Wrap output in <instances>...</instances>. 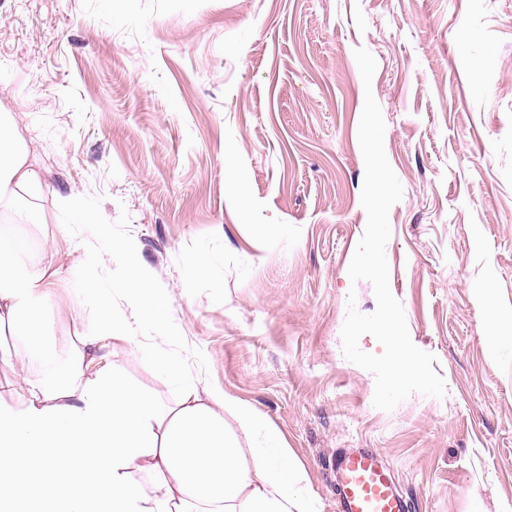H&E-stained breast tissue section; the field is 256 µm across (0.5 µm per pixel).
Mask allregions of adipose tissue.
<instances>
[{
  "label": "adipose tissue",
  "instance_id": "1",
  "mask_svg": "<svg viewBox=\"0 0 512 512\" xmlns=\"http://www.w3.org/2000/svg\"><path fill=\"white\" fill-rule=\"evenodd\" d=\"M48 194L35 148L9 112L0 113V320L18 338L0 350V366L27 371L47 363L54 316L52 291L62 275L54 251L39 268L22 260L16 224H42L34 203ZM120 266L110 284L82 273L70 304L96 307L101 324L54 378L31 382L17 409L0 402V512H319L303 495L308 478L266 420L224 394L201 398L173 350L174 326L141 345L128 318L112 304L123 295L142 324L163 307L136 250L114 243ZM130 346L135 359L177 385L175 406L130 384L102 356L107 341Z\"/></svg>",
  "mask_w": 512,
  "mask_h": 512
}]
</instances>
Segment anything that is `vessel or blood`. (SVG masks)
Instances as JSON below:
<instances>
[{
	"instance_id": "b4317fda",
	"label": "vessel or blood",
	"mask_w": 512,
	"mask_h": 512,
	"mask_svg": "<svg viewBox=\"0 0 512 512\" xmlns=\"http://www.w3.org/2000/svg\"><path fill=\"white\" fill-rule=\"evenodd\" d=\"M331 468L336 472L337 512H409L390 466L372 449L343 450Z\"/></svg>"
}]
</instances>
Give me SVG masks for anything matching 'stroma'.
<instances>
[{
  "instance_id": "obj_1",
  "label": "stroma",
  "mask_w": 512,
  "mask_h": 512,
  "mask_svg": "<svg viewBox=\"0 0 512 512\" xmlns=\"http://www.w3.org/2000/svg\"><path fill=\"white\" fill-rule=\"evenodd\" d=\"M360 46L403 188L389 286L447 387L390 411L341 342L348 297L376 308L348 273ZM0 108L39 153L42 209L88 206L73 242L26 228L31 261L134 242L199 391L262 414L321 512L345 448L377 451L411 512H512V348L486 339L489 307L512 312V0H0ZM99 325L59 315L56 364ZM107 354L174 405L125 344Z\"/></svg>"
}]
</instances>
